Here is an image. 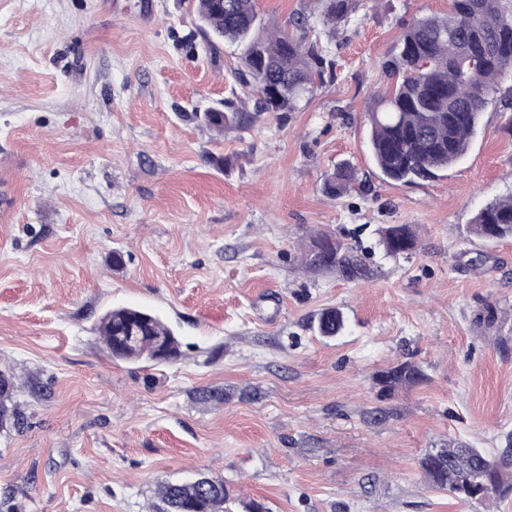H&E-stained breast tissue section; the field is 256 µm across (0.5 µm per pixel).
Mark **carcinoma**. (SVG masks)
Returning <instances> with one entry per match:
<instances>
[{"mask_svg": "<svg viewBox=\"0 0 512 512\" xmlns=\"http://www.w3.org/2000/svg\"><path fill=\"white\" fill-rule=\"evenodd\" d=\"M200 20V30L211 48L220 40L242 47L235 77L256 96L259 112H293L299 97L312 92L322 77L325 58L318 41L307 37V16L291 21V28L272 33L259 18L255 0H189ZM323 23L334 28L347 23L357 0H317ZM512 39V0H450L444 16L422 17L399 37L398 53L386 63L390 87L369 99V150L381 179L415 183L459 163L476 135L489 97L504 79L505 60L500 40ZM193 119L218 133L231 126H245L252 117L235 110L193 113ZM353 187V174L339 167L325 179V188L340 196ZM471 231L487 239L512 238V199L494 201L473 219ZM395 240L415 249L407 224L382 230L380 243L392 254ZM314 268H336L354 278L364 272L362 258L352 248L326 233L317 234L304 255ZM344 327L341 311L324 310L318 328L325 337ZM98 333L114 360L158 363L181 355V343L162 318L133 306L114 308L98 323ZM421 371L402 363L384 375L393 386L419 380ZM15 374L0 368V429L16 428L21 413L14 401ZM431 486L457 498L471 499V488L484 485L482 496L500 490L499 471L483 450L468 446L443 448L421 461ZM161 506L155 512H232L230 483L218 475L188 482L159 485Z\"/></svg>", "mask_w": 512, "mask_h": 512, "instance_id": "obj_1", "label": "carcinoma"}]
</instances>
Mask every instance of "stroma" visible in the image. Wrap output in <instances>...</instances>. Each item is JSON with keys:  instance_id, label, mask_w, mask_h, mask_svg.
Masks as SVG:
<instances>
[{"instance_id": "35a3bbf8", "label": "stroma", "mask_w": 512, "mask_h": 512, "mask_svg": "<svg viewBox=\"0 0 512 512\" xmlns=\"http://www.w3.org/2000/svg\"><path fill=\"white\" fill-rule=\"evenodd\" d=\"M257 9L279 27L308 15L330 62L280 117L257 112L238 47L209 49L188 0H0V366L22 412L0 434V499L152 512L160 483L216 473L234 512H512L511 464L503 494L469 501L419 466L512 445V240L470 231L512 195V79L462 164L389 184L366 105L401 32L448 0H360L332 35L314 0ZM228 101L252 123L219 134L184 118ZM341 164L359 187L332 197ZM390 224L413 228L412 254H384ZM320 231L366 274L302 262ZM128 305L165 318L182 356L112 359L96 323ZM331 307L345 327L329 338ZM404 362L423 381L384 387ZM344 327V317L341 311L330 308L324 310L318 320L319 332L325 337L336 336Z\"/></svg>"}]
</instances>
